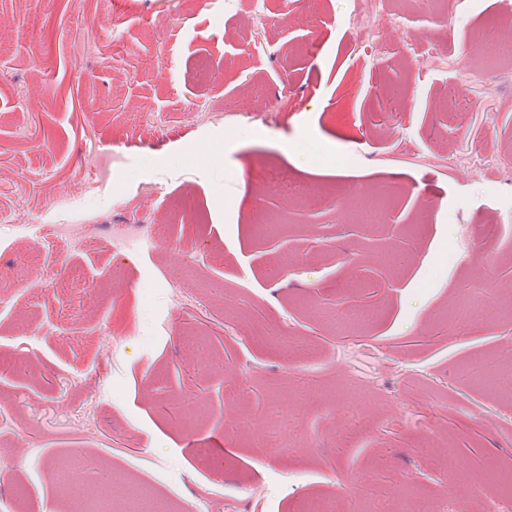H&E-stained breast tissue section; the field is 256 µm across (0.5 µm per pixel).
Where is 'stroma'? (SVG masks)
Returning <instances> with one entry per match:
<instances>
[{
  "label": "stroma",
  "mask_w": 512,
  "mask_h": 512,
  "mask_svg": "<svg viewBox=\"0 0 512 512\" xmlns=\"http://www.w3.org/2000/svg\"><path fill=\"white\" fill-rule=\"evenodd\" d=\"M497 4L0 0V512L512 490Z\"/></svg>",
  "instance_id": "35a3bbf8"
}]
</instances>
